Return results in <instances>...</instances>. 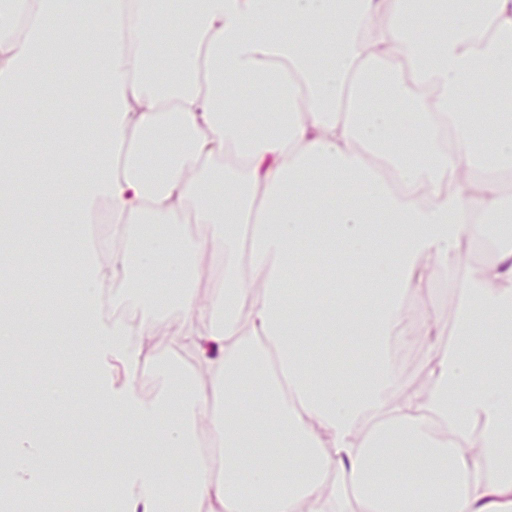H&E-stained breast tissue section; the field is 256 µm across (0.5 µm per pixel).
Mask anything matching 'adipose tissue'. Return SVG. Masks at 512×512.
<instances>
[{"label":"adipose tissue","mask_w":512,"mask_h":512,"mask_svg":"<svg viewBox=\"0 0 512 512\" xmlns=\"http://www.w3.org/2000/svg\"><path fill=\"white\" fill-rule=\"evenodd\" d=\"M0 15V111L12 92L39 98L66 68L92 85L96 147L63 167L71 196H32L28 212L65 213L70 256L87 252L80 220L112 206L122 246L76 279L73 336L95 337L137 376L160 324L159 285L179 287L176 334L190 371L156 365L163 396L114 394L135 450L112 476L125 512L164 504L222 512H500L512 504V249L458 296L462 327L402 383L390 351L408 321L403 299L451 265L462 235L499 212L512 163V113L498 131L473 99L512 91V0H108L102 38L82 39L59 0H23ZM179 31L167 53L155 33ZM142 111H132V103ZM447 139H440V132ZM234 163H225V155ZM206 233L186 243L181 226ZM224 255V290L200 305L190 285L200 251ZM321 280L363 270L353 306L299 309L288 280L308 259ZM140 303L142 327L96 314ZM340 336L363 337L366 366L348 388L319 381ZM483 347H475L476 337ZM251 390V404L242 393ZM220 440L196 448L199 419ZM441 425L433 433L431 421ZM0 478L40 481L42 445L18 433Z\"/></svg>","instance_id":"ef3b65f1"}]
</instances>
